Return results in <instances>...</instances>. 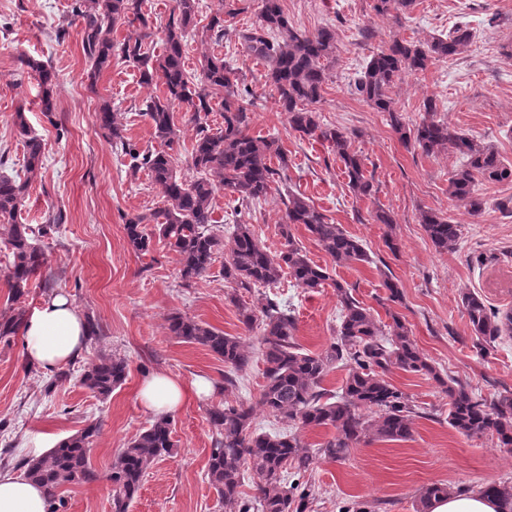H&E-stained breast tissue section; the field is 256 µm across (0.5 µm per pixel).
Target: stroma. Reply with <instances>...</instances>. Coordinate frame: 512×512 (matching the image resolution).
<instances>
[{"mask_svg": "<svg viewBox=\"0 0 512 512\" xmlns=\"http://www.w3.org/2000/svg\"><path fill=\"white\" fill-rule=\"evenodd\" d=\"M72 0H0V173H24V147L13 117L24 110L31 131L44 143L40 177L28 191L19 221L39 227L58 224L37 244L47 265L32 281L23 299L34 309L42 299L62 290L83 315L99 325L74 362L51 372L30 367L23 356V337L0 340V471L21 473L40 439L60 441L87 424L100 431L90 443L89 459L106 473L121 448L154 421L137 398L141 381L165 372L184 381L204 378L214 390L190 397L171 416L175 448L149 468L130 512H224L207 477L214 432L207 419L210 407L228 402L255 403L265 383L261 358L237 375V386L225 389L223 362L205 348L171 336L168 319L181 314L257 345L258 331H246L227 294L218 270L183 286L179 260L162 239L138 255L126 243V215L149 214L164 205L147 170L135 171L131 159L104 138L97 124L101 101L112 104L126 137L139 148L153 145L152 128L139 111L142 101L159 94L160 83L145 85L137 68L113 58L89 90L88 64L82 31L70 13ZM285 15L298 30L336 31V52L324 66L328 80L314 109L325 128H337L351 139L371 176L374 194L358 198L348 186L341 163L328 142L300 138L289 127L275 91L266 84L264 65L246 56L242 33L258 21L262 0H238L239 13L227 19L222 41L201 42L188 36L185 69L200 71L204 56L224 57L253 93L250 130L279 138L288 167L272 192L259 203L236 207L224 190L214 196L220 224H251L271 253L284 240L285 188H293L358 238L370 262L336 265L307 231L292 232L309 258L326 268L331 283L313 292L282 277L272 293L289 304L297 321L296 339L307 351L330 345L339 323L340 304L334 282L347 285L381 323L399 314L424 357L444 376H451L484 399L512 391V336H502L487 352L474 345L461 298L483 296L494 308L512 310V215L500 210L512 199V181L483 183L486 205L477 216L451 196L449 178L461 164L453 149L424 154L401 143L387 113L376 111L352 83L384 44L399 37L424 41L463 25L472 32L465 53L433 60L426 70L403 76L390 95L406 126L419 124L424 101H434L435 119L461 129L491 146L504 163H512V0H416L400 18L377 15L374 0H281ZM32 57L52 66L56 75V110L44 114L40 82L20 63ZM65 136H58V127ZM391 214L393 226L375 223L377 209ZM432 210L461 226L455 249L439 251L420 222ZM397 248L389 250L387 238ZM396 281L400 302L388 301L384 279ZM127 360L125 382L105 399L78 386L77 379L103 356ZM387 380L412 401L417 415L413 436L405 441L357 444L342 461L316 459L304 479L314 500L310 512H340L364 502L372 512H415L420 489L443 482L479 488L487 482L512 483V449L496 439L468 437L448 424V399L432 378L391 368ZM57 494L66 512H112V486L66 485Z\"/></svg>", "mask_w": 512, "mask_h": 512, "instance_id": "35a3bbf8", "label": "stroma"}]
</instances>
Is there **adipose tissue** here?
<instances>
[{"label": "adipose tissue", "mask_w": 512, "mask_h": 512, "mask_svg": "<svg viewBox=\"0 0 512 512\" xmlns=\"http://www.w3.org/2000/svg\"><path fill=\"white\" fill-rule=\"evenodd\" d=\"M23 352L29 365L54 370L76 358L87 342L86 322L71 298L62 292L44 298L27 317ZM205 379L184 383L165 373L145 379L139 389L144 408L156 417L174 413L190 395H205ZM0 512H47L44 489L27 477L0 472Z\"/></svg>", "instance_id": "adipose-tissue-1"}]
</instances>
